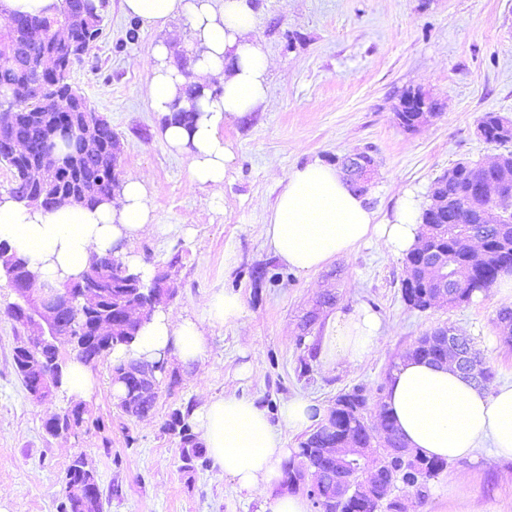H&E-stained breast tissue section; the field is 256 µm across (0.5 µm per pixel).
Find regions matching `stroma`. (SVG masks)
Here are the masks:
<instances>
[{
	"instance_id": "stroma-1",
	"label": "stroma",
	"mask_w": 512,
	"mask_h": 512,
	"mask_svg": "<svg viewBox=\"0 0 512 512\" xmlns=\"http://www.w3.org/2000/svg\"><path fill=\"white\" fill-rule=\"evenodd\" d=\"M254 34L270 57L267 101L244 119L225 123L236 159L223 183L199 185L186 156L161 140V121L145 94L144 60L167 43L179 66L191 39L185 18L164 28L139 24L127 41L130 17L108 0L102 32L70 72L72 86L101 107L120 139L121 172L143 173L158 232L132 239L125 249L153 271H168L177 294L173 313L197 320L210 338L203 363L162 376L152 413H122L112 395V359L93 368L98 381L84 405L89 422L76 433L50 436V414L73 405L57 393L51 404L28 395L13 365L17 326L6 309L15 295L0 276V490L8 512H58L65 473L83 454L98 482L103 512H259L211 466L184 469L180 444L166 425L173 411L201 406L226 393L254 398L272 424L282 402L302 397L329 409L338 394L363 387L367 419L394 363L424 333L445 326L471 338L495 372L493 386L512 384V346L496 325L498 288L470 303L420 312L402 299V259L377 244L360 245L307 275L279 264L265 244L263 226L297 165L319 159L338 164L368 152L376 160L369 188L380 218H391L408 191L427 197L431 182L459 162L481 163L512 150L488 142L479 119L495 112L512 123V0H257ZM438 100L441 112L415 131L400 127L394 107L405 90ZM278 266L282 278L257 281L253 270ZM239 294L245 314L233 325H213L203 298L217 290ZM334 306H321L324 294ZM370 307L385 340L356 364L331 363L324 341L337 311ZM317 319L310 328L308 313ZM250 362L252 374L237 369ZM467 473L479 505L512 512V463L448 464L432 481L417 512H448L439 490Z\"/></svg>"
}]
</instances>
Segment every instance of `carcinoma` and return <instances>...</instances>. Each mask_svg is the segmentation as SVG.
<instances>
[{
    "label": "carcinoma",
    "instance_id": "carcinoma-1",
    "mask_svg": "<svg viewBox=\"0 0 512 512\" xmlns=\"http://www.w3.org/2000/svg\"><path fill=\"white\" fill-rule=\"evenodd\" d=\"M81 13L90 22L82 44H92L101 33L102 14L94 11L88 0H61L58 13L53 17L21 16L23 25L14 31V38L27 44L31 53L28 60V70L20 71L12 67L0 53V108L14 111V122L9 125L8 133L24 149L36 147L44 137L45 127L40 122L29 119L31 114H47L56 119H62V113L50 111L46 108L44 99L55 95V90L48 87L46 93L21 94L18 87L28 80V73L35 71V65L43 49L50 45L60 58L74 64L81 59L71 47L65 44H55L54 33L56 29L64 26L69 17ZM92 119L99 122V139L101 145L95 152L84 153L77 151L71 153L67 149L58 158L55 168L48 172L47 187L52 193H65L75 195L74 204L94 206L105 198L121 190L118 164L114 159L111 147L117 134L113 131L111 123L103 116L96 114ZM479 128L483 130V137L494 143L512 141V129L504 125V119L495 112H486L479 121ZM30 157L21 156L4 158L0 161L11 167L14 173V186L10 195L20 200L22 196L18 190L23 187L28 176V162ZM493 179L492 173L480 168L478 164L459 162L451 168V173H443L430 185L428 196H441L448 198V210L435 213L423 208L420 220L431 224L433 240L428 244L430 249H438L448 253V304L457 305L469 303L477 294L487 292L492 288L500 276L512 274V223L486 224L483 215L485 205L490 202L486 198L487 187ZM472 196L474 206L466 210L456 208V202L462 197ZM426 259L421 256L418 249H413L404 258V265L413 272L415 282L412 286H401L402 297L405 303L418 311L428 310L426 296L430 294L429 282L423 276V266ZM103 275L101 287L106 293L100 308L85 311L80 320L87 324L120 313L119 304L134 300V293L130 287L142 289V293L156 286V280L146 284L140 275L129 272L116 262L115 256L109 254L95 257L91 260L81 280ZM496 323L502 329L504 342L512 345V309H502L497 313ZM141 323L135 322L115 332L107 338L87 336L83 349L82 363L88 359L98 360L112 354L117 345L130 343L137 335ZM437 338L435 332L426 333L416 341L411 355L418 356L430 362L443 356L441 348L432 343ZM65 361L57 359L47 365L44 376L47 377L53 391L60 389ZM165 373V368L159 366L151 371L144 365L129 361L113 367V377H128L138 386L142 394L151 391L152 372ZM367 398L363 389L355 387L348 392L339 394L334 405L328 410L326 418L329 423H323L306 435L299 443L298 451L288 461L286 476L288 487L292 490L302 488L303 470L305 464L314 462L327 471L341 476L335 463L323 460V439L347 433L355 438L365 448L366 455L371 456L380 451L378 445L372 441L371 434L367 433L364 412ZM192 406L185 410H176L167 423L168 430L180 437L181 457L185 466L193 467L194 463L204 458L205 452L198 436L189 423ZM85 411L72 409L70 411L54 412L50 419L67 430L71 427L77 429L85 423ZM405 453L395 448L389 454V468L381 476V484L388 479L414 489L416 501H425L429 483L438 478L448 466V462L440 459L426 458L418 453L411 457V463L405 464ZM85 459L76 455L66 472L65 500L60 503V512H103L102 498L96 501H86L76 494L73 486L80 482L94 483V489H99L97 480L92 473L84 470ZM345 508L350 512H403L401 501L391 500L381 502L377 498H364L353 501Z\"/></svg>",
    "mask_w": 512,
    "mask_h": 512
}]
</instances>
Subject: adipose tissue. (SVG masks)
Listing matches in <instances>:
<instances>
[{"mask_svg":"<svg viewBox=\"0 0 512 512\" xmlns=\"http://www.w3.org/2000/svg\"><path fill=\"white\" fill-rule=\"evenodd\" d=\"M128 15L161 28L183 16L191 25L187 46L195 81L203 96L193 128L171 122L174 106H186V79L166 43L147 65L148 100L163 120L168 146L190 160V175L201 185L220 184L235 153L225 141L226 122L256 110L268 98L271 61L254 38L255 0H121ZM264 237L288 267L313 274L334 256L373 240L402 257L418 244L422 206L405 194L390 220L379 221L368 196L355 192L341 168L320 160L293 167L280 182ZM148 182L132 173L117 199L95 207L64 204L46 212L0 193V242L24 259L39 282L79 278L96 256L117 252L121 242L156 232L147 205ZM380 317L361 306L338 312L329 330V359L358 363L383 339ZM210 346L199 324L157 308L130 344L116 347L113 364L131 360L152 365L203 362ZM383 410L410 448L447 461L482 459L491 468L512 462V384L486 390L465 378L454 363L430 364L404 355L391 372ZM315 406L297 397L285 402L279 425H272L254 399L224 394L208 399L190 421L213 463L214 475L234 482L242 497L261 496L262 512H309L299 494L281 484L293 451L282 431H299L313 421Z\"/></svg>","mask_w":512,"mask_h":512,"instance_id":"adipose-tissue-1","label":"adipose tissue"}]
</instances>
